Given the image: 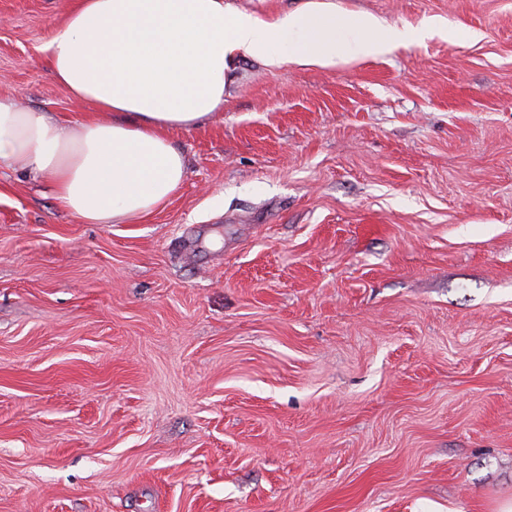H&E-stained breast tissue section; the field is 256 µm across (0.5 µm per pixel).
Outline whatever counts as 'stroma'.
Here are the masks:
<instances>
[{
    "label": "stroma",
    "mask_w": 512,
    "mask_h": 512,
    "mask_svg": "<svg viewBox=\"0 0 512 512\" xmlns=\"http://www.w3.org/2000/svg\"><path fill=\"white\" fill-rule=\"evenodd\" d=\"M456 29L240 60L187 176L85 224L0 175V512H495L512 499V0H335ZM75 0H0V96Z\"/></svg>",
    "instance_id": "stroma-1"
}]
</instances>
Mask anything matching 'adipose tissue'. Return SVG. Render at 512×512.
<instances>
[{"instance_id": "ef3b65f1", "label": "adipose tissue", "mask_w": 512, "mask_h": 512, "mask_svg": "<svg viewBox=\"0 0 512 512\" xmlns=\"http://www.w3.org/2000/svg\"><path fill=\"white\" fill-rule=\"evenodd\" d=\"M435 34L448 31L393 27L333 0H305L272 20L231 0H77L46 45L48 64L96 114L71 126L0 97V170L45 180L84 223L135 222L181 187L186 160L168 134L223 111L239 59L329 68Z\"/></svg>"}]
</instances>
